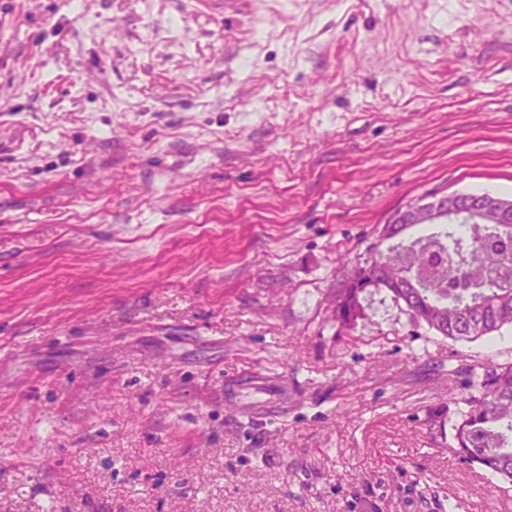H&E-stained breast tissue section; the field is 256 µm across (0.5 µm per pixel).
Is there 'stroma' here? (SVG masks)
Returning a JSON list of instances; mask_svg holds the SVG:
<instances>
[{"label": "stroma", "mask_w": 512, "mask_h": 512, "mask_svg": "<svg viewBox=\"0 0 512 512\" xmlns=\"http://www.w3.org/2000/svg\"><path fill=\"white\" fill-rule=\"evenodd\" d=\"M512 198V0H0V512H512L449 364L331 296Z\"/></svg>", "instance_id": "35a3bbf8"}]
</instances>
